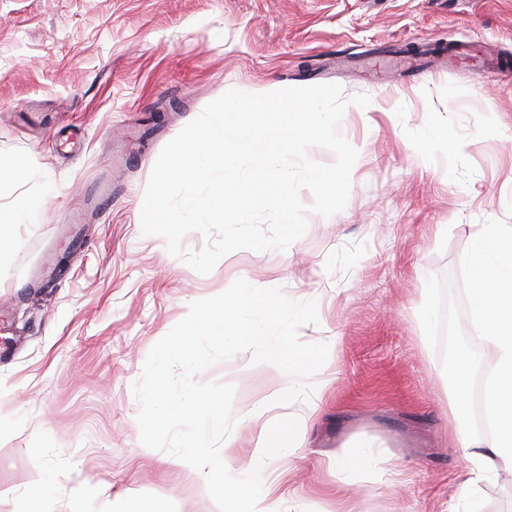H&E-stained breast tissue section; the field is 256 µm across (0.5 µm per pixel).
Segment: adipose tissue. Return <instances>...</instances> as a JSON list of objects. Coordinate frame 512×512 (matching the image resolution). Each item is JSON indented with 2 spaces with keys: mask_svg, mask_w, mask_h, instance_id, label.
<instances>
[{
  "mask_svg": "<svg viewBox=\"0 0 512 512\" xmlns=\"http://www.w3.org/2000/svg\"><path fill=\"white\" fill-rule=\"evenodd\" d=\"M468 293L471 303L463 319L494 353L483 381L488 428L474 432L454 425L456 447L468 463L463 489L501 472L512 473V226L485 224L479 229L470 255ZM152 412L136 426L150 432L173 416L188 418L173 464L205 467V477L224 501V512H288L287 470L270 467L261 456L237 459L235 448L242 422L229 419L221 396L213 392L175 396L157 388L145 395ZM224 422V455L210 453L208 432Z\"/></svg>",
  "mask_w": 512,
  "mask_h": 512,
  "instance_id": "obj_1",
  "label": "adipose tissue"
}]
</instances>
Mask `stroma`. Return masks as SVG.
Masks as SVG:
<instances>
[{"label":"stroma","instance_id":"obj_1","mask_svg":"<svg viewBox=\"0 0 512 512\" xmlns=\"http://www.w3.org/2000/svg\"><path fill=\"white\" fill-rule=\"evenodd\" d=\"M322 83L341 86L339 131L359 152L341 212L207 275L142 234L159 153L208 103ZM431 121L465 145L450 165L417 155ZM1 162L24 173L0 180V512H31L50 474L68 489L56 512H224L199 470L165 462L169 427L136 430L133 386L193 301L243 277L316 302L302 341L340 338L311 377L318 411L283 404L240 440V457L277 465L280 431L296 432L294 512H340L348 495L359 512H446L459 496L512 512L509 473L460 495L448 409L457 354L479 377L494 360L461 312L480 225H512V0H0ZM28 197L41 208L16 219ZM198 379L233 385L238 419L292 383L241 353ZM360 437L396 482L320 468ZM101 485L110 496L89 494Z\"/></svg>","mask_w":512,"mask_h":512}]
</instances>
